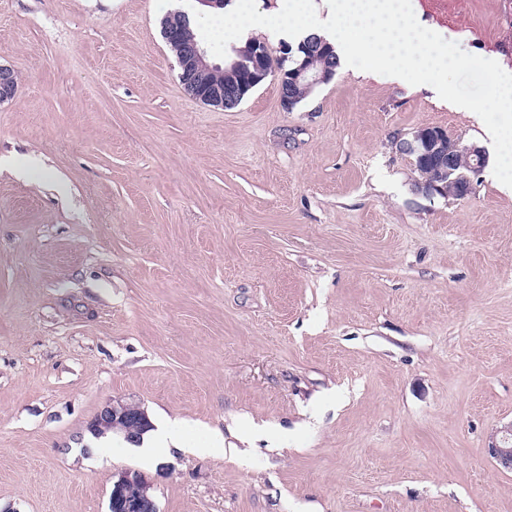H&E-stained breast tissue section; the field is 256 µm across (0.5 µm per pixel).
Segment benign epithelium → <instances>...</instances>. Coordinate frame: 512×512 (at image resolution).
I'll list each match as a JSON object with an SVG mask.
<instances>
[{"instance_id":"obj_1","label":"benign epithelium","mask_w":512,"mask_h":512,"mask_svg":"<svg viewBox=\"0 0 512 512\" xmlns=\"http://www.w3.org/2000/svg\"><path fill=\"white\" fill-rule=\"evenodd\" d=\"M186 76L193 81L197 90L196 99L216 107H234L242 101L247 89L259 84L268 76L279 74V92L281 107L287 111L293 108L296 97L292 93L294 85L302 83L311 88L329 81L330 74L313 70L308 62H302L293 71L285 74L278 72V58L274 57L271 49L263 45L253 51L248 57L232 60L230 70L247 71L240 81H229L223 84H213L208 75L222 72L224 67L210 60L207 50L199 43L191 44L184 56L179 59ZM14 69L0 65V103L11 99L16 91ZM460 141L448 135L442 129L425 127L415 131L412 138L403 141L402 151L414 157L421 165L432 163L438 168L448 166L452 177L440 179L438 182L418 183V190L428 197L436 195L443 198L461 199L471 193L473 178L477 176L486 162L484 148L472 143L464 147L468 156L478 159V163L467 172L454 173L457 167L456 157L459 153ZM146 413L137 406L122 403H109L104 406L91 420L88 429L100 436L112 429L119 422L145 419ZM500 441L489 446V454L502 466L512 470V424L501 430ZM139 487V494L131 497L128 489ZM150 484L139 472L124 470L115 474V480L109 496L108 512H157L156 504L149 496Z\"/></svg>"}]
</instances>
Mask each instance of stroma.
Wrapping results in <instances>:
<instances>
[{
    "mask_svg": "<svg viewBox=\"0 0 512 512\" xmlns=\"http://www.w3.org/2000/svg\"><path fill=\"white\" fill-rule=\"evenodd\" d=\"M512 73V0H412ZM173 0H0V512H512V196L428 198L396 145L482 144L432 92L337 70L292 111L188 95ZM177 420L146 463L88 425ZM257 425L248 454L197 442ZM146 413L138 406H131L122 403H109L104 406L91 420L88 429L94 435H103L118 422L137 421L142 422ZM500 432L502 433L500 441L492 442L488 451L502 466L512 470V423ZM114 478L108 512H157L156 504L148 494L151 489L150 484L141 473L124 470L115 474ZM131 486H137L140 489L135 498L128 492Z\"/></svg>",
    "mask_w": 512,
    "mask_h": 512,
    "instance_id": "1",
    "label": "stroma"
}]
</instances>
